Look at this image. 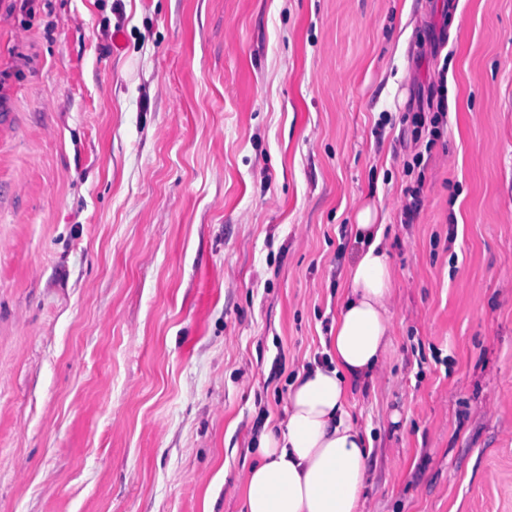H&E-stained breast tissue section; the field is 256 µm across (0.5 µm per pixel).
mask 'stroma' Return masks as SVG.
Masks as SVG:
<instances>
[{"label": "stroma", "mask_w": 512, "mask_h": 512, "mask_svg": "<svg viewBox=\"0 0 512 512\" xmlns=\"http://www.w3.org/2000/svg\"><path fill=\"white\" fill-rule=\"evenodd\" d=\"M365 203V512H512V0H0V512H241Z\"/></svg>", "instance_id": "obj_1"}]
</instances>
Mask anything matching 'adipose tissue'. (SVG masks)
<instances>
[{
  "label": "adipose tissue",
  "mask_w": 512,
  "mask_h": 512,
  "mask_svg": "<svg viewBox=\"0 0 512 512\" xmlns=\"http://www.w3.org/2000/svg\"><path fill=\"white\" fill-rule=\"evenodd\" d=\"M376 217L370 205L357 212L328 360L297 373L284 425L260 434L259 459L239 478L243 512H363L371 439L346 406L353 387L374 378L390 343L392 265Z\"/></svg>",
  "instance_id": "ef3b65f1"
}]
</instances>
